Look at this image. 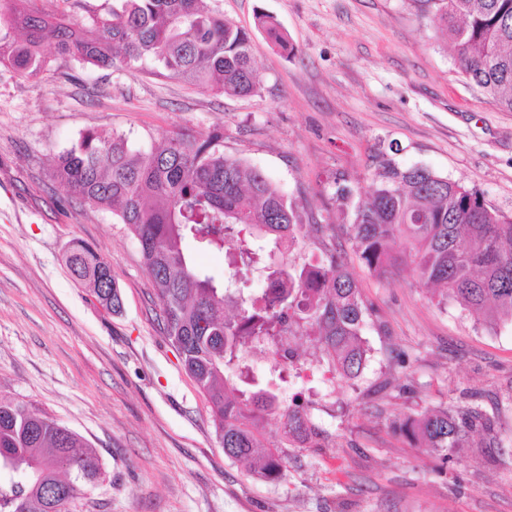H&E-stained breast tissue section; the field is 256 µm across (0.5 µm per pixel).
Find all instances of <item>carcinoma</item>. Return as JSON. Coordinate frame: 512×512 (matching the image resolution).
I'll return each instance as SVG.
<instances>
[{"instance_id":"obj_1","label":"carcinoma","mask_w":512,"mask_h":512,"mask_svg":"<svg viewBox=\"0 0 512 512\" xmlns=\"http://www.w3.org/2000/svg\"><path fill=\"white\" fill-rule=\"evenodd\" d=\"M410 2L446 32L464 77L512 112V0ZM258 24L275 45L290 49L272 17L261 15ZM47 44L94 66L112 65L118 49L128 65L149 60L227 95L260 87L250 34L202 0H120L82 27L45 13L35 0H0V65L36 76L48 65ZM56 179L66 197L112 210L138 239L167 338L208 403L224 456L261 479L280 480L283 452L259 428L272 414L292 447H323L325 431L311 413L284 406V369L302 366L292 342L312 338L329 371L356 379L368 360L363 332L380 326L335 250L325 245L300 263L290 258L307 230L320 233L324 225L303 224L262 169L224 155L211 136L175 137L143 154L121 135L87 132L58 156ZM350 227L361 259L383 278L409 265L421 282L439 287L441 301L480 313L493 326L512 324V216L489 208L478 191L383 158L367 196L353 206ZM190 240L199 250L224 252V274L198 269ZM65 264L103 308L121 312L120 291L100 253L77 242ZM258 265L266 289L246 293L241 285ZM261 342L273 347L272 385L260 383L245 363ZM399 428L446 453L465 447L471 431L496 432V421L468 403L409 416ZM100 471L81 435L0 397V512H68Z\"/></svg>"}]
</instances>
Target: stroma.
I'll use <instances>...</instances> for the list:
<instances>
[{"label":"stroma","instance_id":"35a3bbf8","mask_svg":"<svg viewBox=\"0 0 512 512\" xmlns=\"http://www.w3.org/2000/svg\"><path fill=\"white\" fill-rule=\"evenodd\" d=\"M247 29L258 93L191 86L151 63L94 67L57 57L36 78L0 65V394L28 403L95 449L99 480L69 512H512V325L440 302L404 270L376 278L353 251L336 191L365 197L379 155L482 193L512 215V112L461 74L437 22L410 0H207ZM272 16L290 50L257 23ZM125 135L147 152L176 136H216L323 224L380 327L349 380L327 366L292 378L287 405L310 410L327 437L285 448L281 481L225 458L208 404L167 339L140 245L111 210L63 198L57 155L84 132ZM80 241L112 267V314L69 275ZM404 392L378 391L385 378ZM472 399L496 437L440 456L395 429L405 416Z\"/></svg>","mask_w":512,"mask_h":512}]
</instances>
